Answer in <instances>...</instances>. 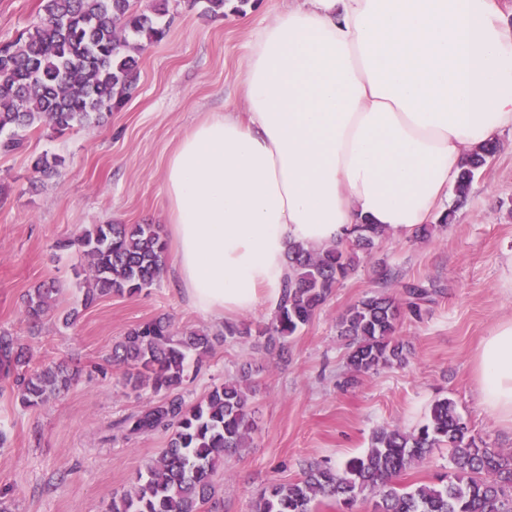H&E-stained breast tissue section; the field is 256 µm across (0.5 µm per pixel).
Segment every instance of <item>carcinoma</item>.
Masks as SVG:
<instances>
[{
    "label": "carcinoma",
    "mask_w": 512,
    "mask_h": 512,
    "mask_svg": "<svg viewBox=\"0 0 512 512\" xmlns=\"http://www.w3.org/2000/svg\"><path fill=\"white\" fill-rule=\"evenodd\" d=\"M169 0H42L37 20L18 37L0 43V154L24 145L25 133L39 125L63 135L123 104L137 82L140 40H162L170 24ZM498 144L471 153L455 182L456 205L439 224L418 229L430 237L454 223L475 177L494 158ZM63 163L46 154L34 169L49 176ZM385 230L357 224L341 245L320 252L292 247L288 274L271 323L255 331L227 324L224 332L176 331L165 315L131 327L112 348V363L124 368L125 387L152 389L155 401L125 417L127 435L158 429L170 432L166 448L148 464L135 492L112 497L108 512H199L214 494L213 476L224 455L247 446L256 431L249 410L251 388L226 380L202 399L186 403L179 393L190 364L199 368L223 336L266 338L285 352L286 339L309 324L342 280L369 254ZM90 261L88 307L110 294L133 296L151 287L166 260V246L154 224H93L58 242ZM60 289L42 284L28 294L35 321L55 307ZM432 292L422 284L405 286L406 306L422 315ZM401 304L384 294L359 301L341 316L340 335L350 338V380L381 367L402 363L404 344L395 333ZM28 348L0 332V378L12 383L26 407H38L66 390L75 374L64 364L31 365ZM438 448L448 449V473L431 484L401 486L396 478ZM378 498L375 512H512V453L487 446L472 434L444 397L433 402L427 421L406 433L398 428L376 433L371 447L342 467L311 465L296 481L273 483L259 494L254 512H313L323 499L353 512L358 502Z\"/></svg>",
    "instance_id": "carcinoma-1"
}]
</instances>
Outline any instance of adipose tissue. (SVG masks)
Listing matches in <instances>:
<instances>
[{"label":"adipose tissue","mask_w":512,"mask_h":512,"mask_svg":"<svg viewBox=\"0 0 512 512\" xmlns=\"http://www.w3.org/2000/svg\"><path fill=\"white\" fill-rule=\"evenodd\" d=\"M243 108L194 125L163 187L175 271L207 315L277 307L291 245L356 224L412 234L475 149L512 133V22L497 0H301L253 31ZM512 424V318L474 355Z\"/></svg>","instance_id":"adipose-tissue-1"}]
</instances>
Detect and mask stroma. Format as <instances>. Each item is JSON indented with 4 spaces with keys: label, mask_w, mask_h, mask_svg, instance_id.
<instances>
[{
    "label": "stroma",
    "mask_w": 512,
    "mask_h": 512,
    "mask_svg": "<svg viewBox=\"0 0 512 512\" xmlns=\"http://www.w3.org/2000/svg\"><path fill=\"white\" fill-rule=\"evenodd\" d=\"M41 0H0V41L37 18ZM285 0H249L240 11L207 13L203 0L179 4L165 39L138 55L132 96L104 119L57 135L28 131L22 150L0 154V330L20 337L38 363H66L78 375L70 389L37 409L0 391V491L9 512H105L113 495L132 489L157 459L164 431L124 438L115 424L154 396L133 392L108 360L137 323L169 315L175 329H223L225 320L192 307L172 267L135 296L112 294L81 305L87 261L58 249L60 239L93 224L166 228L163 171L182 134L210 112L241 106L243 63L253 29ZM63 158L60 174L34 172L42 154ZM512 251V150L500 148L475 178L454 224L432 237L387 234L337 288L311 323L289 338L287 357L264 339L215 342L186 400L227 379L248 376L249 408L258 426L247 447L225 455L215 495L201 512H253L260 491L301 477L309 464L336 466L363 455L376 431H413L436 398L449 397L473 434L512 453V426L481 404L473 355L502 319L512 317V288L502 259ZM61 293L50 315L32 323L26 293L45 281ZM434 289L422 318L402 314V364L345 385L349 341L342 314L363 297L398 296L402 284Z\"/></svg>",
    "instance_id": "stroma-1"
}]
</instances>
